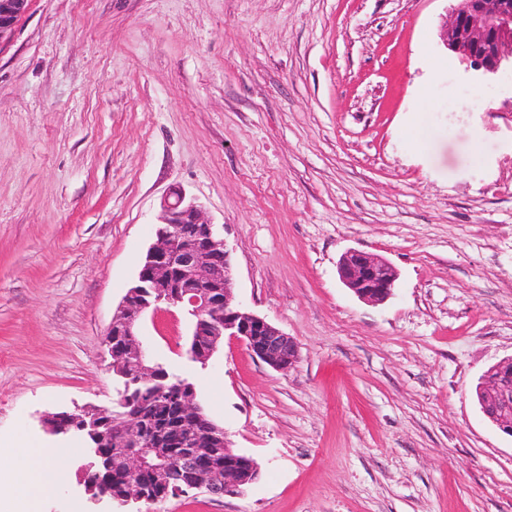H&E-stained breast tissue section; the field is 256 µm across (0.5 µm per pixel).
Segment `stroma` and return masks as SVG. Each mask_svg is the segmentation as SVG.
I'll return each instance as SVG.
<instances>
[{
	"label": "stroma",
	"mask_w": 512,
	"mask_h": 512,
	"mask_svg": "<svg viewBox=\"0 0 512 512\" xmlns=\"http://www.w3.org/2000/svg\"><path fill=\"white\" fill-rule=\"evenodd\" d=\"M453 6L30 0L0 42V444L72 449L39 512H117L40 416L115 403L103 339L174 187L298 359L227 336L203 367L184 314H147L155 361L260 475L138 512H512V437L475 395L512 358V72L474 102ZM350 249L396 269L384 303L340 282Z\"/></svg>",
	"instance_id": "35a3bbf8"
}]
</instances>
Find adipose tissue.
<instances>
[{
  "instance_id": "ef3b65f1",
  "label": "adipose tissue",
  "mask_w": 512,
  "mask_h": 512,
  "mask_svg": "<svg viewBox=\"0 0 512 512\" xmlns=\"http://www.w3.org/2000/svg\"><path fill=\"white\" fill-rule=\"evenodd\" d=\"M52 449L37 448L29 455L18 456L0 448V483L9 484L22 496L26 512H35L36 501L44 493L68 481L70 472L53 463Z\"/></svg>"
}]
</instances>
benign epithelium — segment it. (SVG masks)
<instances>
[{
    "label": "benign epithelium",
    "instance_id": "7a95c632",
    "mask_svg": "<svg viewBox=\"0 0 512 512\" xmlns=\"http://www.w3.org/2000/svg\"><path fill=\"white\" fill-rule=\"evenodd\" d=\"M27 6L28 0H0V42L10 35ZM441 38L448 50L458 54L481 77L490 79L512 70V0H456ZM153 236L155 242L148 249L135 282L119 302L104 338L116 375L126 377L131 367L144 378L156 373L157 363L139 338V326L148 311L171 308L193 317L188 352L203 364L227 334L241 339L255 356L276 370L285 371L294 365V341L265 318L236 304L231 253L216 226L204 218L199 203L187 198L179 188L170 190L163 198L161 222L154 225ZM337 272L346 288L372 304L387 300L397 280L390 263L356 249L340 257ZM212 316L224 317V324L207 331L205 324ZM114 334L125 337L124 346L113 348ZM510 379L511 358L487 369L480 391L505 401ZM105 411V407L88 405L65 417L47 414L43 424L53 436L79 433L92 439ZM188 420L195 441L192 448L174 457L170 449L144 438L145 414L140 408L130 407L122 412L114 437L120 469L130 476L148 474L165 490L179 495L192 491L215 497L244 494L258 479V466L253 459L243 461L233 453L224 428L210 420L192 387L176 417L180 426ZM94 453L98 464L89 479L88 491L100 501L111 496L102 473L112 472V453L103 454L97 449Z\"/></svg>",
    "mask_w": 512,
    "mask_h": 512
}]
</instances>
